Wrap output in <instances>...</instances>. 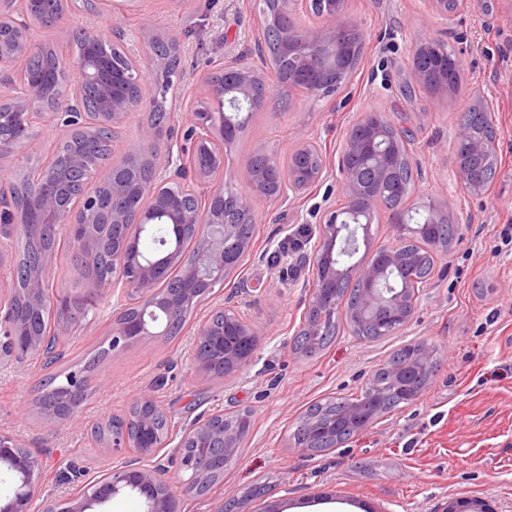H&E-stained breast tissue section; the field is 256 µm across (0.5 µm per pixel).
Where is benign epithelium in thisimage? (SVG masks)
<instances>
[{"label": "benign epithelium", "mask_w": 512, "mask_h": 512, "mask_svg": "<svg viewBox=\"0 0 512 512\" xmlns=\"http://www.w3.org/2000/svg\"><path fill=\"white\" fill-rule=\"evenodd\" d=\"M16 0H0V83L4 78H16L19 84L3 95L0 102L10 104L12 113L0 122V152L10 153L30 135L33 119L62 121L67 127L87 125V112L81 96L84 86L96 89L92 108L93 126L97 130H116L126 115L138 110L146 102L144 67L154 73L165 70L166 60L156 48L157 40L181 48V37L169 31L161 38L151 36L154 19L142 14L138 31L150 35L145 42L146 57L141 60L123 45V38L105 39L97 29L80 32L87 43L85 56L76 61L75 80L58 82L52 91L43 82L30 78L34 64L42 57L44 48L36 46L31 38L32 24L43 21L51 24L55 16L40 18L32 15L20 21L15 15ZM470 0H428L432 13L449 17L468 8ZM318 7V22L301 26L294 20L297 6ZM265 33L275 35L292 61L288 83L302 86L315 95L336 90V84L325 79L328 67L336 60L354 57L361 51L363 36L347 19L345 0H275V9L264 11ZM112 47V57L104 59L94 54L99 46ZM448 61V44L438 39L416 43L411 53V70L416 87L436 96H462L464 112L457 122L455 145L464 147L455 152L452 176L462 190L480 193L486 184L471 167L470 159L496 151V142L482 135L470 123L471 116H490L486 109L491 104L484 92L468 91L458 83L436 81L429 61ZM214 72L221 80L207 79L196 91L197 105L187 108L191 123V151L173 149V128L169 126L171 113H166L164 124H147L139 139L127 149L138 156L147 174L138 183L133 201L121 209L109 208L100 188L107 186L112 196H126L130 192L127 175L115 167L89 166L80 155L71 158L62 174L52 182L41 181L31 193L34 215L16 210L10 205L0 206V222L9 224L13 232L28 239L38 240L44 234L63 231L76 243L78 254L93 257L101 252L105 235L102 227L112 229V266L121 273L127 295L136 306L138 316L133 321L122 317L113 320L109 347H126L148 336L167 333L165 316L195 306L215 287L224 282V275L238 268V259L250 247V239L237 221L226 216V208L248 217L254 216L255 202L263 198L300 196L322 179L325 164L310 162L316 148L304 141L292 155L288 167L283 168L273 157H268L266 168L277 182V191L269 194L264 174L253 175L250 190L238 192L224 182V149L236 137L239 127L249 121L259 99L256 90L265 87L259 69L238 62L215 65ZM395 126L383 113L366 111L353 123L346 139L340 169L344 175L340 193L344 205L323 214L315 233L307 240L308 248L301 259L312 266L319 287L312 289L298 333L319 336L335 320L338 280H348L362 286V294L354 317L361 322L376 321L383 315L386 334L403 332L412 320L416 305V290L398 288L391 275L401 266L402 255L394 246L370 247L371 224L374 212L381 206L373 187L385 182L389 169L380 160L381 148L397 144L393 135ZM190 194L193 202L182 207L170 204L176 195ZM161 219L172 226L174 240H159L160 256L143 253L138 247L141 236L150 224ZM448 223V214L434 201L408 203L391 214L393 236L417 237L428 226L438 229ZM191 233L190 253L179 249L178 241L184 232ZM175 269L181 288L167 292L158 287L165 278L163 269ZM49 260L45 257L32 266L24 280V288L0 285V358L17 361L31 356L47 357L51 333L34 332L31 323L13 316L4 320V305L14 306L16 298L34 311L54 314L57 323L66 325L82 317L72 306L64 307L50 299L47 293ZM112 285L111 279L89 276L83 285L87 297H100ZM220 316L235 328V334L245 336L252 348L256 347L262 331L245 322L231 306V300L215 307L212 318L197 331L196 362L198 369L215 373V365L206 359L202 350L215 346L220 350L224 365L236 372L248 363L253 351H239L224 346V329L215 325ZM410 371H422L432 359V351L419 347L411 351ZM139 415L133 425L112 430L102 445L117 453L130 451L120 465L86 482L84 474L73 471L67 481L74 484L73 496L61 508L55 502L43 505L42 512H91L121 494L135 493L145 504L144 512H177V491L185 495H203L208 491L210 472L200 469L192 449L207 445L214 459L224 469L238 460L242 436L238 427L230 424L222 414L198 418L179 428L167 423L166 431L156 429V421L163 408L154 390L140 393L135 401ZM372 405L352 403L347 410L354 431L370 423ZM48 423L81 424L78 410L44 412ZM336 439L331 424L314 420L309 425V440ZM177 441L175 452L179 468L189 474L180 487L165 479L169 458L165 448ZM12 474V496L0 512H30L41 478L37 457L9 434L0 433V467ZM498 512L490 504H470L467 500L448 503V512Z\"/></svg>", "instance_id": "obj_1"}]
</instances>
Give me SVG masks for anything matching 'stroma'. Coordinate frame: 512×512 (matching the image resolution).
Listing matches in <instances>:
<instances>
[{"instance_id": "stroma-1", "label": "stroma", "mask_w": 512, "mask_h": 512, "mask_svg": "<svg viewBox=\"0 0 512 512\" xmlns=\"http://www.w3.org/2000/svg\"><path fill=\"white\" fill-rule=\"evenodd\" d=\"M150 13L159 32L182 37L178 69L185 88L200 83L215 60L257 63L261 34L256 0H94L74 4L65 19L35 28L36 43L73 61V34L94 24L102 33L119 28L126 47L142 53L137 17ZM347 16L359 26L364 49L350 77L335 93L313 96L264 77L268 107L239 135L224 179L247 191L246 163L255 154L287 162L300 141L315 143L330 166L324 182L288 205L261 199L248 253L235 274L217 285L173 337L152 336L105 356L112 319L128 308L123 283L113 280L92 323L69 325L58 371L93 362L85 428L47 424L38 398L47 371L39 357L0 362V433L22 440L41 464L33 512L43 500L61 502L73 490L64 472L88 477L110 471L118 455L94 443L88 426L124 416L146 388L175 424L247 407L253 426L239 460L202 497L180 496L177 512H215L236 497L241 512H444L455 499L495 500L512 512V244L500 236L512 225V0H473L468 12L443 20L426 0H347ZM439 38L459 52L464 86L493 94L498 166L486 192L456 187L452 178L456 115L462 97L400 92L411 83L410 47ZM385 113L408 135L415 196L427 197L462 225L463 238L437 251L405 333L366 343L341 325L336 340L313 359L298 357L292 338L311 293L314 273L297 262L299 231L315 230L325 208L339 204V160L346 134L360 113ZM63 132L37 124L32 140L0 158V181L12 182L26 160L48 163ZM233 297L237 312L263 335L240 371L208 376L195 361L194 339L215 303ZM408 342H425L440 366L413 402L366 426L341 446L318 454L295 448L291 427L313 403L360 394L368 377Z\"/></svg>"}]
</instances>
